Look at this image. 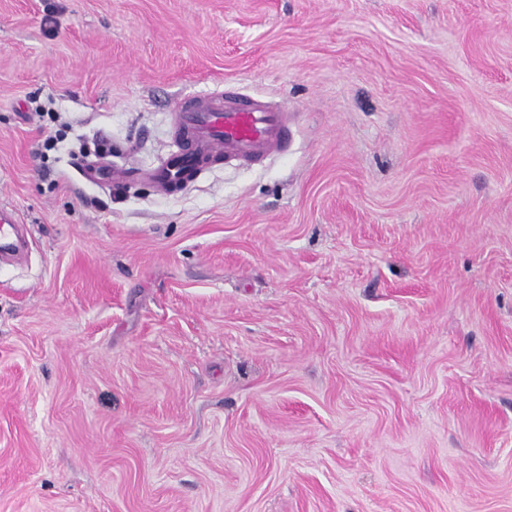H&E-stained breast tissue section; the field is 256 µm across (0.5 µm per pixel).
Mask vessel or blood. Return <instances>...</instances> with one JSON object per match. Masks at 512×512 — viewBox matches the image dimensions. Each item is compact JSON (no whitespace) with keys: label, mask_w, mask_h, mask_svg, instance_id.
Returning <instances> with one entry per match:
<instances>
[{"label":"vessel or blood","mask_w":512,"mask_h":512,"mask_svg":"<svg viewBox=\"0 0 512 512\" xmlns=\"http://www.w3.org/2000/svg\"><path fill=\"white\" fill-rule=\"evenodd\" d=\"M179 141L168 159L144 170L143 178L163 194L192 185L207 169L218 165L259 164L287 151L291 136L287 112L263 96L227 89L180 100L173 114ZM134 168L86 165L90 183H122Z\"/></svg>","instance_id":"obj_1"}]
</instances>
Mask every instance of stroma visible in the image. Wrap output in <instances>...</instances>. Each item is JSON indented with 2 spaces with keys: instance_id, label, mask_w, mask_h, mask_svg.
Returning <instances> with one entry per match:
<instances>
[{
  "instance_id": "35a3bbf8",
  "label": "stroma",
  "mask_w": 512,
  "mask_h": 512,
  "mask_svg": "<svg viewBox=\"0 0 512 512\" xmlns=\"http://www.w3.org/2000/svg\"><path fill=\"white\" fill-rule=\"evenodd\" d=\"M1 202L0 512H512V0H0ZM173 120L179 146L164 163L147 170L127 166L99 170L88 164L82 169L83 178L119 184L139 175L167 194L189 187L215 165L259 164L285 153L291 136L288 112L264 96L233 89L180 100Z\"/></svg>"
}]
</instances>
